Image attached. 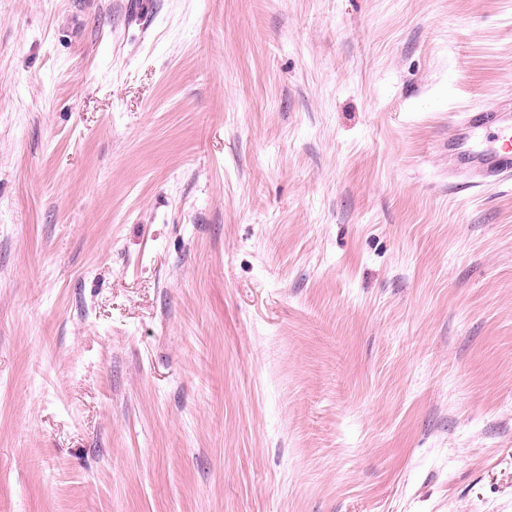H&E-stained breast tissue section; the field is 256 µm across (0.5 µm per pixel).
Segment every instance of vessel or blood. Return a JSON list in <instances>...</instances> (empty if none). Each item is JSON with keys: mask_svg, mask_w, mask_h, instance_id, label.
Returning <instances> with one entry per match:
<instances>
[{"mask_svg": "<svg viewBox=\"0 0 512 512\" xmlns=\"http://www.w3.org/2000/svg\"><path fill=\"white\" fill-rule=\"evenodd\" d=\"M457 127L478 143L464 154L466 163L480 179L512 181V98L477 112L464 113Z\"/></svg>", "mask_w": 512, "mask_h": 512, "instance_id": "1", "label": "vessel or blood"}]
</instances>
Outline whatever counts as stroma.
<instances>
[{
  "label": "stroma",
  "mask_w": 512,
  "mask_h": 512,
  "mask_svg": "<svg viewBox=\"0 0 512 512\" xmlns=\"http://www.w3.org/2000/svg\"><path fill=\"white\" fill-rule=\"evenodd\" d=\"M512 0H0V512H512ZM512 98H504L497 104L477 112H465L457 123L458 131L469 137L481 138L473 148L460 157L466 160L471 172L486 180L512 181ZM503 142L498 147L497 143Z\"/></svg>",
  "instance_id": "35a3bbf8"
}]
</instances>
